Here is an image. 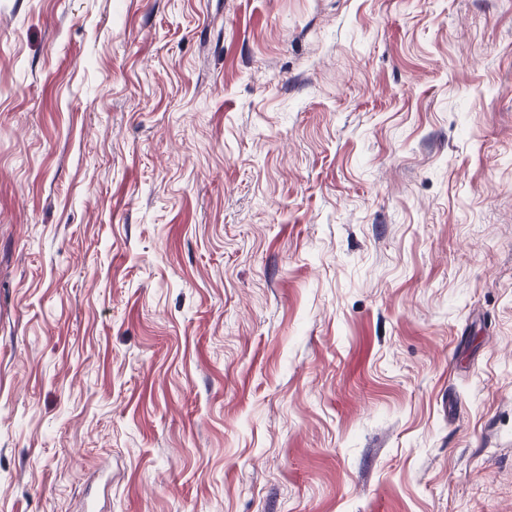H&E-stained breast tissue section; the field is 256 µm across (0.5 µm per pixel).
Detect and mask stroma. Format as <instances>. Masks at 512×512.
Returning a JSON list of instances; mask_svg holds the SVG:
<instances>
[{
	"instance_id": "obj_1",
	"label": "stroma",
	"mask_w": 512,
	"mask_h": 512,
	"mask_svg": "<svg viewBox=\"0 0 512 512\" xmlns=\"http://www.w3.org/2000/svg\"><path fill=\"white\" fill-rule=\"evenodd\" d=\"M512 512V0H0V512Z\"/></svg>"
}]
</instances>
